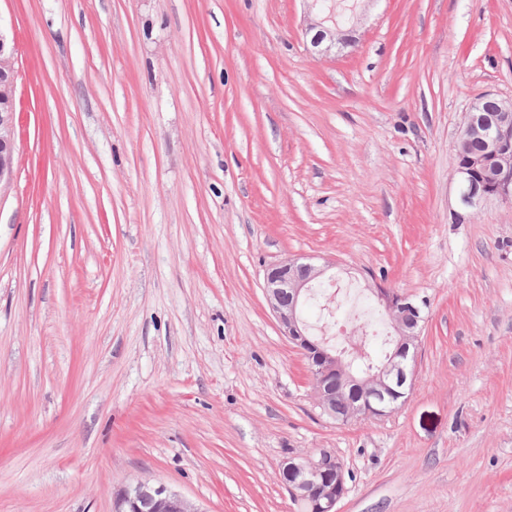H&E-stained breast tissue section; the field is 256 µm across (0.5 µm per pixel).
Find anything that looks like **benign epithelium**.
<instances>
[{"mask_svg":"<svg viewBox=\"0 0 512 512\" xmlns=\"http://www.w3.org/2000/svg\"><path fill=\"white\" fill-rule=\"evenodd\" d=\"M316 10V19L309 29L316 30L311 39L314 48L328 42L325 50L336 45V34L343 32L338 17L355 11L357 5L336 0L328 10H323L321 0H308ZM14 47L10 45L4 29L0 27V184L10 180L14 167V95L16 73ZM478 104H473L466 114L463 128L465 137L456 144V152L465 151L468 139L481 138L487 146L486 155L473 160L471 167H458V187L463 206L477 212L489 200L512 202V164L505 155L512 147V107L504 106L492 117H479ZM490 169L489 182L478 187L472 183L471 171ZM327 266H315L297 258H288L269 266L264 275L265 296L283 335L306 351L317 355L318 369L314 381V397L322 411L336 417V383L345 378L361 392L362 402L352 407L343 423L361 419H378L393 412L385 404V396L394 387H411L413 370L407 361L410 349L417 346L419 319L409 298L385 288L373 290L379 304L390 313L398 336L395 347L387 360L373 375L360 377L353 373L351 363L329 351L319 341L309 337L306 323L300 316L301 306ZM282 474L293 500L310 503L311 512H337L336 505L347 493L345 465L327 451L316 456L290 457L282 463ZM114 512H201L180 492L162 483L138 481L125 487L115 500Z\"/></svg>","mask_w":512,"mask_h":512,"instance_id":"7a95c632","label":"benign epithelium"}]
</instances>
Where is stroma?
Here are the masks:
<instances>
[{
    "label": "stroma",
    "instance_id": "obj_1",
    "mask_svg": "<svg viewBox=\"0 0 512 512\" xmlns=\"http://www.w3.org/2000/svg\"><path fill=\"white\" fill-rule=\"evenodd\" d=\"M307 0H0L15 36L0 187V512H114L139 480L203 512H512V203H460L454 146L512 103V0H366L312 52ZM331 263L424 301L415 380L341 424L264 296ZM281 468L294 501L310 503L311 512H337L336 505L348 490L349 474L332 453L322 450L317 456L289 457ZM303 508L304 512H310L308 507Z\"/></svg>",
    "mask_w": 512,
    "mask_h": 512
}]
</instances>
